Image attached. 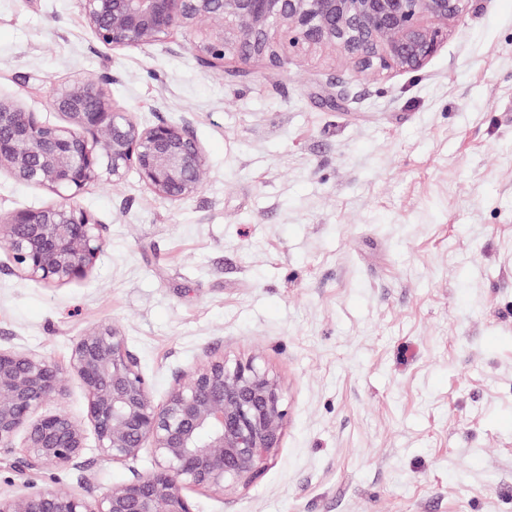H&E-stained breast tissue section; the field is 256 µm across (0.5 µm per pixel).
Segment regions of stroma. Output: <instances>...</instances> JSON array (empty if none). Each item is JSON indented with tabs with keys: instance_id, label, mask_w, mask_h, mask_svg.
<instances>
[{
	"instance_id": "1",
	"label": "stroma",
	"mask_w": 512,
	"mask_h": 512,
	"mask_svg": "<svg viewBox=\"0 0 512 512\" xmlns=\"http://www.w3.org/2000/svg\"><path fill=\"white\" fill-rule=\"evenodd\" d=\"M216 72L184 31L99 43L78 0H0V99L75 77L149 125L185 123L206 182L174 204L135 169L79 198L105 247L83 280L21 277L0 248V346L67 368L111 326L163 403L204 356L248 358L288 407L248 486L188 491L195 512H512V0H468L420 70L363 76L331 50ZM53 193L0 172V209ZM0 493L94 494L155 467L150 449L24 477Z\"/></svg>"
}]
</instances>
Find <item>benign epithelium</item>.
Returning a JSON list of instances; mask_svg holds the SVG:
<instances>
[{"label": "benign epithelium", "instance_id": "1", "mask_svg": "<svg viewBox=\"0 0 512 512\" xmlns=\"http://www.w3.org/2000/svg\"><path fill=\"white\" fill-rule=\"evenodd\" d=\"M466 0H79L95 38L112 49L164 40L180 28L207 68L224 71L227 53L243 65L280 62L288 47L339 52L358 73L416 71L437 53ZM110 77L76 78L52 88L59 127L0 100V171L47 188L58 200L0 211V245L17 271L44 285L86 278L103 249L101 225L77 197L102 173L118 183L136 169L145 186L173 203L191 198L207 176L189 127L141 125L111 104ZM68 372L88 399L87 421L64 408L43 413L66 392L63 372L36 352L0 347V450L21 439L22 467L37 473L78 467L91 425L100 455L125 463L148 448L155 470L88 498L58 489L0 496V512H194L184 491L222 493L249 485L281 447L288 408L279 382L254 360L208 359L179 374L165 402L126 340L101 326L74 343Z\"/></svg>", "mask_w": 512, "mask_h": 512}]
</instances>
